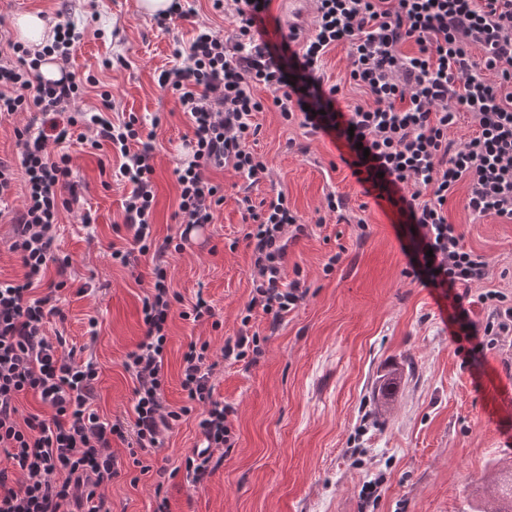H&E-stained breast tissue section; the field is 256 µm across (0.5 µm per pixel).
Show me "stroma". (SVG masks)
<instances>
[{
  "label": "stroma",
  "mask_w": 512,
  "mask_h": 512,
  "mask_svg": "<svg viewBox=\"0 0 512 512\" xmlns=\"http://www.w3.org/2000/svg\"><path fill=\"white\" fill-rule=\"evenodd\" d=\"M138 0H0V37L11 38V20L39 12L47 24L65 15L83 29L68 69L76 78L94 75L75 110L99 104V88L112 93V122L135 114L154 124L157 238L176 234L179 189L174 173L182 138L189 132L172 91L161 88L162 70L180 65L174 51L185 48L194 26L204 23L232 37L235 19L213 11L211 0H188L194 17L161 28L143 15ZM260 133L252 148L270 175L252 189L254 200L284 193L289 207L309 224L307 236L288 249L309 285L306 300L267 335L258 363L245 369L220 360L226 338L236 336L251 297V254L242 244L245 226L237 203L242 178L233 169L210 172L224 187V203L212 224L169 258L172 286L184 302L203 294L215 321L173 316L164 357L165 397L178 408L188 402L180 385L187 343L208 341L219 365L215 394L237 409L236 446L200 485L179 470L201 442L195 418L166 432L152 472L140 474L129 450L113 442L122 466L105 491L112 512H152L156 483H163L170 512H472L501 465L512 462V335L494 348L458 352L439 306L438 290L406 277L407 258L399 224L362 192L335 143L308 135L279 113H257ZM307 153H300L298 145ZM75 174L86 186L84 205L97 217L84 226L79 212L64 213L56 247L72 259V276L48 332L87 345L99 367L96 407L107 419L130 416L134 383L123 368L141 340L143 299L153 282L152 255L128 266L114 263L113 248L129 245L122 203L132 186L118 173L109 146L64 144ZM348 198L352 222L326 214L328 192ZM458 187L448 217L463 245L492 262L487 284L512 294V223L489 217L473 221ZM342 261L331 274L329 255ZM98 321L88 339L89 318ZM402 376L392 405L378 412L373 396L392 373ZM167 466L174 477L159 480ZM382 477L380 496L365 501L363 484Z\"/></svg>",
  "instance_id": "1"
}]
</instances>
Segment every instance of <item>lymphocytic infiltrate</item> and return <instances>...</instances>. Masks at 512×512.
<instances>
[{"label": "lymphocytic infiltrate", "instance_id": "f902f5d3", "mask_svg": "<svg viewBox=\"0 0 512 512\" xmlns=\"http://www.w3.org/2000/svg\"><path fill=\"white\" fill-rule=\"evenodd\" d=\"M234 2V43L199 25L183 66L158 77L176 96L191 130L175 170L179 229L160 243L152 236L153 146L143 139L142 123L133 115L117 124L105 117L112 107L107 90L100 94L99 111L79 119L67 111L81 99L84 84L96 82L91 75L76 80L67 70L82 32L59 22L42 49L8 44L13 58L0 63V116L30 112L40 126L16 132L26 197L22 208L13 209L9 249L24 275L0 280V451L6 458L0 466V512H110L103 491L121 473L113 441L155 451L163 434L192 414L203 442L184 464L195 482L210 475L214 449L228 451L235 444L236 409L214 396L209 342H189L183 354L180 385L187 405L174 409L164 399L167 322L181 300L166 267L154 269L153 287L143 300L144 335L123 362L134 382L131 420H101L93 407L96 363L79 357L63 336L47 334V324L61 313L63 278L72 264L56 251V226L61 210L78 202L83 189L70 155H51L48 146L71 140L77 121L95 129L91 147L110 144L121 158L120 175L133 185L124 202L132 246L112 252L122 265L136 252L165 253L212 223L224 196L207 178L208 169L233 168L251 186L266 177V163L250 146L259 133L253 115L274 111L310 134L336 140L341 162L365 195L388 198L400 223L413 230L406 276L447 289L466 339L480 336L492 346L512 335V297L497 290L479 296L487 311L483 326L469 321L459 289L488 280L490 261L466 249L462 233L448 220V201L462 184L473 220L512 223V0H315L312 27L289 26L274 43L263 38L269 0ZM408 43L415 52L405 51ZM339 44L349 47V81L368 104L345 103L341 86L324 78L323 58ZM48 56L62 70L53 82L39 71ZM259 85L269 90L267 99L255 97ZM463 119L472 135L460 143L449 139V129ZM238 203L248 226L243 239L252 252L253 291L243 329L225 339L222 357L250 366L262 348L259 334H248L246 325L263 317L277 328L308 295L302 275L286 276L288 247L308 227L284 194L256 203L246 192ZM51 269L56 279L48 278ZM27 394L38 397L44 412L20 416L19 399Z\"/></svg>", "mask_w": 512, "mask_h": 512}]
</instances>
